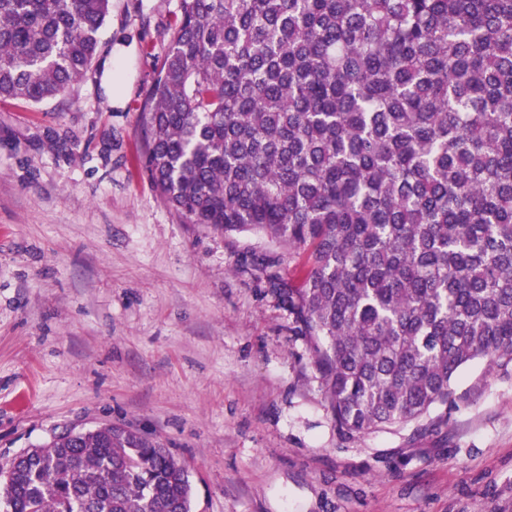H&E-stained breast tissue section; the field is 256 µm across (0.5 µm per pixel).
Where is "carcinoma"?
Returning <instances> with one entry per match:
<instances>
[{"instance_id": "1", "label": "carcinoma", "mask_w": 512, "mask_h": 512, "mask_svg": "<svg viewBox=\"0 0 512 512\" xmlns=\"http://www.w3.org/2000/svg\"><path fill=\"white\" fill-rule=\"evenodd\" d=\"M111 0H0V103L50 102ZM144 165L190 224L309 252L276 288L328 411L416 425L512 366V0H180ZM187 467L103 423L0 463L3 512H190Z\"/></svg>"}]
</instances>
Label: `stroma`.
<instances>
[{
  "label": "stroma",
  "mask_w": 512,
  "mask_h": 512,
  "mask_svg": "<svg viewBox=\"0 0 512 512\" xmlns=\"http://www.w3.org/2000/svg\"><path fill=\"white\" fill-rule=\"evenodd\" d=\"M91 69L0 103V462L105 422L185 464L192 512H512V368L477 360L426 430L339 432L255 265L302 256L189 224L144 168L140 112L179 0H111Z\"/></svg>",
  "instance_id": "1"
}]
</instances>
